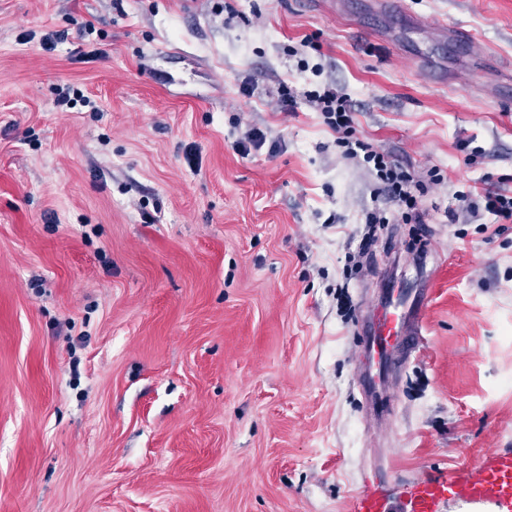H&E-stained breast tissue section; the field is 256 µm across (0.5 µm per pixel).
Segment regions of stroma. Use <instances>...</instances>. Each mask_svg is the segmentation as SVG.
<instances>
[{
    "instance_id": "35a3bbf8",
    "label": "stroma",
    "mask_w": 512,
    "mask_h": 512,
    "mask_svg": "<svg viewBox=\"0 0 512 512\" xmlns=\"http://www.w3.org/2000/svg\"><path fill=\"white\" fill-rule=\"evenodd\" d=\"M337 2L0 0V512H358L512 452V0ZM327 86L420 223L366 224L391 204ZM386 280L429 301L379 417L355 336ZM71 90L73 97H71ZM78 102L83 107L91 106L92 112L97 111L98 109V107L94 106L92 102L81 94L78 89H70V87H67L65 90L63 88L58 90L56 97L53 100V105L57 111L69 112V110L76 107ZM306 99L315 111L321 112L326 124L339 135L337 142L345 148V157L356 160L362 157L364 163L373 164V169L384 183L386 195L397 207V211L390 214L384 209H372L367 212L366 224H395L399 220L408 224L418 208L417 197L411 189L413 179L388 155L378 152L354 135V110L348 95L337 89H324L322 93L310 91ZM485 208L502 220H512V196L488 192L485 195Z\"/></svg>"
}]
</instances>
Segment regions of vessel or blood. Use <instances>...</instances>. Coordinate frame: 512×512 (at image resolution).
I'll use <instances>...</instances> for the list:
<instances>
[{
	"mask_svg": "<svg viewBox=\"0 0 512 512\" xmlns=\"http://www.w3.org/2000/svg\"><path fill=\"white\" fill-rule=\"evenodd\" d=\"M428 297V289L410 291L391 283L384 288L381 303L363 317L359 348L377 362L379 376H388L398 364L390 355L392 349L410 354L420 348ZM448 495L493 500L502 512H512V454L489 452L444 484L421 481L403 507L362 494L359 512H439L440 501Z\"/></svg>",
	"mask_w": 512,
	"mask_h": 512,
	"instance_id": "obj_1",
	"label": "vessel or blood"
}]
</instances>
